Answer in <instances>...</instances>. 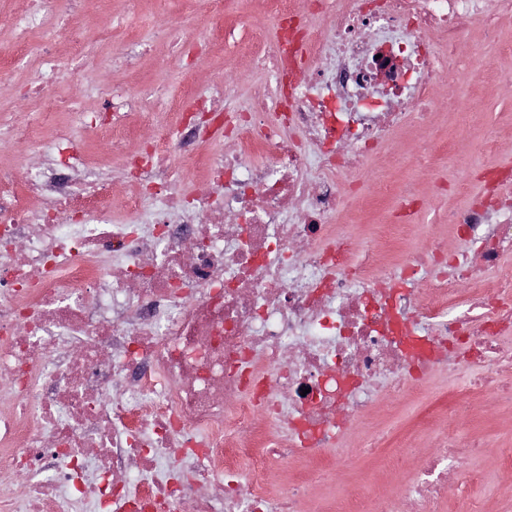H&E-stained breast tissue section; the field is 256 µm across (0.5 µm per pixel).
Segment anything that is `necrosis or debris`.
<instances>
[{"label":"necrosis or debris","mask_w":512,"mask_h":512,"mask_svg":"<svg viewBox=\"0 0 512 512\" xmlns=\"http://www.w3.org/2000/svg\"><path fill=\"white\" fill-rule=\"evenodd\" d=\"M262 4L278 28L251 56L265 80L249 109L197 99L210 122L134 152L131 222L113 223L67 125L46 167L0 171V512H442L482 483L467 463L486 445L453 393L438 447L384 453L408 482L304 508L381 398L440 371L512 400V173L485 170L481 198L440 213L449 235L388 244L383 262L342 223L406 126L416 164L447 151L429 116L461 110V70L490 77L468 25L496 39L512 0ZM108 98L83 123L120 148L145 123L141 91ZM174 155L207 194L182 189Z\"/></svg>","instance_id":"4bbe7bcc"}]
</instances>
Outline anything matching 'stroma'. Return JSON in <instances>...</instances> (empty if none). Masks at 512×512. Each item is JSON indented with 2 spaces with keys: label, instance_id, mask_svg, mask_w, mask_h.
I'll return each mask as SVG.
<instances>
[{
  "label": "stroma",
  "instance_id": "35a3bbf8",
  "mask_svg": "<svg viewBox=\"0 0 512 512\" xmlns=\"http://www.w3.org/2000/svg\"><path fill=\"white\" fill-rule=\"evenodd\" d=\"M168 14L181 20L182 41L192 47L207 45L208 50L201 58L171 54L165 43L156 40L158 25L154 0H89L84 9L75 16L95 56V65L84 77L83 105L86 111L95 112L105 105L104 91L108 86L133 80L143 86L162 83L163 92L151 96L153 118L143 128L147 137H165L178 130L179 120L166 107L168 99L179 97L187 89L195 88L212 92L215 80L224 73L245 67L253 47L271 38L276 30L272 15L261 13L258 0H224V12L232 19H240L236 38L224 46H210L211 26L202 0H165ZM53 29L58 38H65L67 31L56 18L39 17L37 28L32 31L28 54L23 58H12L9 48L14 42L15 32L11 26L0 27V60L11 61L12 69L6 79H0V108L9 110L16 124L29 122L39 105L34 100L24 99L27 86L41 75L40 43L42 32ZM135 40L141 46V53L129 59L126 65L113 60V47L127 40ZM488 67L501 79L483 84L474 81L467 72L456 79L457 90L465 99L476 120L469 137H462L459 123L446 110H438L435 121L444 136L453 141L449 154L440 156L433 172H424L404 164V157L411 154L417 140L415 134L400 133L378 164L384 174L411 186L422 201L420 210L414 215L415 227L405 240L408 247L422 244L425 237L435 228V216L443 205H462L463 199L455 190L439 192L436 176L447 173L449 180L469 175L477 165L488 167L512 166V133L503 132L502 141L496 153L479 154L471 141L480 137L487 126L497 124L501 113H512V57L501 55L497 48H489L485 55ZM394 204L390 201L374 200L371 214L352 225L355 238L362 243L379 241L394 235ZM464 378H448L436 373L423 387L421 393L407 399L403 406L394 408L390 414H376L370 422L347 436L341 443L338 454L343 472L335 489H317L316 497L334 496L342 500L346 492L361 484H371L379 492H386L399 485L401 474L386 469L382 459L367 456L365 443L381 432L391 428L412 441L413 449L427 448L436 443L441 435L439 427L418 429L414 426L416 414L435 398L448 391H464ZM473 415L469 430L484 437L490 446L512 443V406L493 401L490 397L469 395ZM472 468L482 470L485 482L479 493L489 501L491 512H504L512 506V473L499 469L492 456L475 458Z\"/></svg>",
  "mask_w": 512,
  "mask_h": 512
}]
</instances>
